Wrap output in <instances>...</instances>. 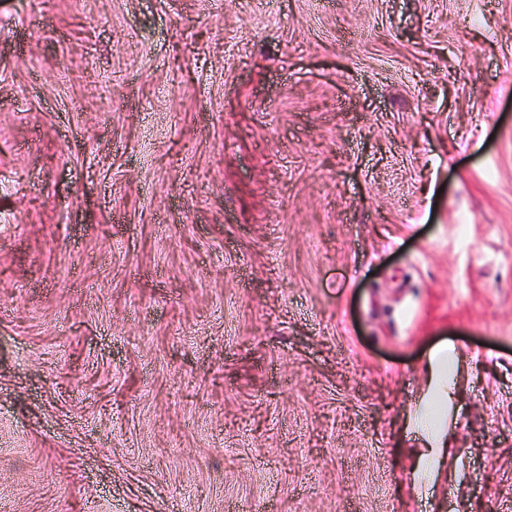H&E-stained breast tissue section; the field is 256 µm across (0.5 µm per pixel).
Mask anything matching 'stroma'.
Instances as JSON below:
<instances>
[{"label": "stroma", "instance_id": "1", "mask_svg": "<svg viewBox=\"0 0 512 512\" xmlns=\"http://www.w3.org/2000/svg\"><path fill=\"white\" fill-rule=\"evenodd\" d=\"M1 503L512 512V0H0ZM430 375L435 394L426 402V408H434L444 403L447 398L451 399L453 397L454 386L443 357L430 361Z\"/></svg>", "mask_w": 512, "mask_h": 512}]
</instances>
